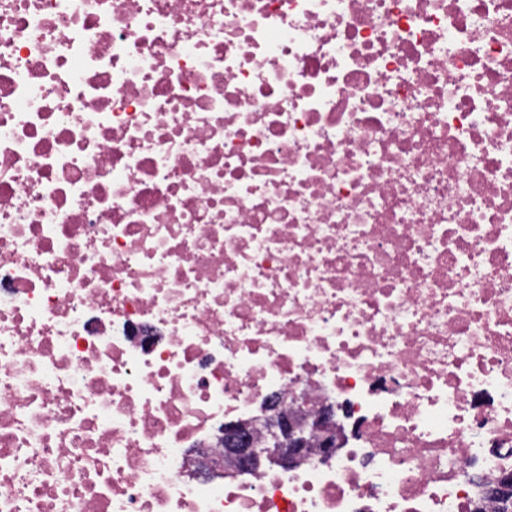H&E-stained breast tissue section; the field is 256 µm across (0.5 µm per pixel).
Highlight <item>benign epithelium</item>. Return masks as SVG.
I'll return each instance as SVG.
<instances>
[{"instance_id":"1","label":"benign epithelium","mask_w":512,"mask_h":512,"mask_svg":"<svg viewBox=\"0 0 512 512\" xmlns=\"http://www.w3.org/2000/svg\"><path fill=\"white\" fill-rule=\"evenodd\" d=\"M334 414L335 408L329 404L309 413L290 410L281 396L274 395L261 416L271 447L255 445L248 423L226 422L217 437V442L224 446V461L216 462L212 472L221 471L225 465L240 471L253 470L266 458L286 471L307 460L310 449L314 447L329 453L336 447V435L332 429Z\"/></svg>"}]
</instances>
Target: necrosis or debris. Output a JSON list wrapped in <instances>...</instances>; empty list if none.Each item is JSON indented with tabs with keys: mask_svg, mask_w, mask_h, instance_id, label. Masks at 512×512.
<instances>
[{
	"mask_svg": "<svg viewBox=\"0 0 512 512\" xmlns=\"http://www.w3.org/2000/svg\"><path fill=\"white\" fill-rule=\"evenodd\" d=\"M334 406L329 461L208 475ZM512 0H0V512H491Z\"/></svg>",
	"mask_w": 512,
	"mask_h": 512,
	"instance_id": "obj_1",
	"label": "necrosis or debris"
}]
</instances>
